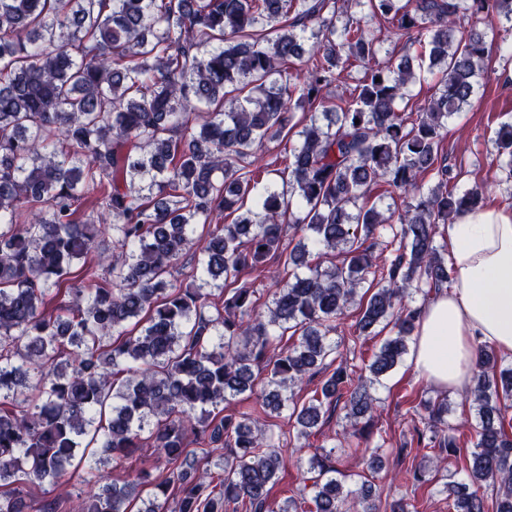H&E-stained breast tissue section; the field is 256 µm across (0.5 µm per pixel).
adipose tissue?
I'll return each mask as SVG.
<instances>
[{"label":"adipose tissue","mask_w":512,"mask_h":512,"mask_svg":"<svg viewBox=\"0 0 512 512\" xmlns=\"http://www.w3.org/2000/svg\"><path fill=\"white\" fill-rule=\"evenodd\" d=\"M445 231L455 280L424 306L410 356L442 392L471 385L476 344L512 353V211L463 214Z\"/></svg>","instance_id":"obj_1"}]
</instances>
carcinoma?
<instances>
[{"instance_id": "carcinoma-1", "label": "carcinoma", "mask_w": 512, "mask_h": 512, "mask_svg": "<svg viewBox=\"0 0 512 512\" xmlns=\"http://www.w3.org/2000/svg\"><path fill=\"white\" fill-rule=\"evenodd\" d=\"M354 2L369 16L348 15L349 0H0L1 486L54 483L72 465L91 475L92 444L118 458L154 448L165 475L149 507L135 509L138 483L96 479L82 512H380L329 452L308 459L299 498L270 510L286 460L260 413L210 420L249 391L263 410H288L298 440L339 403L344 430L369 439L375 386L420 320L406 301L454 282L438 227L482 210L478 189L456 190L440 145L483 75L477 25L512 62V0ZM388 40L406 54L382 65ZM417 45L429 64L407 54ZM352 59L363 79L334 103L323 90ZM417 70L440 78L413 114ZM298 112L281 185L259 187L249 158L282 142ZM495 144L512 178V123ZM381 185L403 196L396 224L369 204ZM288 229L305 236L292 246ZM190 252L186 287L172 269ZM271 258L262 311L241 276ZM354 305L359 334L397 329L360 374L330 336ZM330 367L320 392L295 399ZM465 397L476 440L464 477L444 485L452 508L488 512L480 489L492 486L495 512H512V364L479 347ZM423 409L418 444L457 452L448 403ZM204 434L224 454L218 488L189 450ZM0 512H29L26 496L1 491Z\"/></svg>"}]
</instances>
